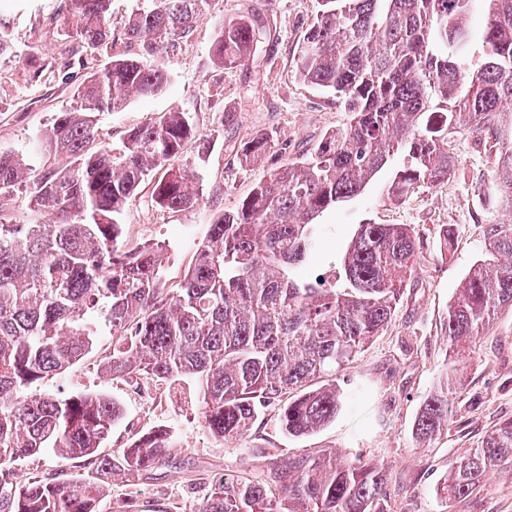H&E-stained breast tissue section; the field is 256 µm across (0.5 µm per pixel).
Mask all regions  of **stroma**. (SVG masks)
<instances>
[{"label": "stroma", "instance_id": "35a3bbf8", "mask_svg": "<svg viewBox=\"0 0 512 512\" xmlns=\"http://www.w3.org/2000/svg\"><path fill=\"white\" fill-rule=\"evenodd\" d=\"M59 4L0 0V12L15 18L14 56L0 61V148L29 157L37 167L51 160L37 152L36 138L56 112L70 106V88L80 78L68 66ZM314 6L315 0H216L212 14L164 59L136 49L143 64L164 62L169 82L162 93L132 99L119 112L96 114L99 146L116 144L126 131L175 110L188 113L200 133L218 135L204 161H197L194 145L185 149V159L203 179V196L194 208L174 214L160 209L151 199L154 183L149 180L127 214L132 243L163 245L167 287H178L193 266L216 212L234 210L266 171L300 157L326 131L347 123L342 108L295 75L297 50ZM239 16L261 22L257 49L243 65L218 66L210 53L214 24ZM32 56L54 58L57 75L30 81L26 61ZM259 133L274 136L263 167L239 165L237 152ZM448 151L454 161L448 181L421 187L393 204L382 193L394 173L389 166L361 195L319 219V273L328 271L359 224H408L417 241L416 266L392 320L348 368L332 375L342 406L319 432L305 438L284 435L280 407L273 404L262 409L244 438L216 443L201 426L191 384L167 394L110 380L101 359L111 350L112 338L109 327L100 326L94 351L48 382V390L97 391L120 403L123 418L105 452L119 453L135 432L157 426L169 429L180 446L152 472L113 482L100 512H124L130 503L138 512H150L157 503L171 512H197L224 475L265 478L290 460L330 453H358L385 470L387 512H512L508 467L490 473L466 499L448 501L437 493L458 455L512 420V306L503 308L456 358L448 356L446 334L448 306L465 274L484 255L491 226L512 222V211L501 204L496 156L483 137L451 133ZM445 236L450 245L444 250L440 240ZM451 370L462 384L458 412L447 433L420 446L413 437L416 415Z\"/></svg>", "mask_w": 512, "mask_h": 512}]
</instances>
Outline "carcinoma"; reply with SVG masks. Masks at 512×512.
I'll return each instance as SVG.
<instances>
[{
	"mask_svg": "<svg viewBox=\"0 0 512 512\" xmlns=\"http://www.w3.org/2000/svg\"><path fill=\"white\" fill-rule=\"evenodd\" d=\"M486 23L473 62V3ZM112 33V0H63L64 37L83 80L73 104L40 136L44 151L64 160L37 170L0 151V195L33 189L46 224H0V512H100L103 478L130 480L177 451L162 428L133 435L120 453L101 451L120 407L100 392L42 390L94 345L97 320L112 327L104 370L117 380L170 387L190 380L205 431L215 440L241 438L260 410L282 404L279 422L292 437L330 423L342 396L316 377L352 362L392 319L416 241L408 224H360L335 263V283L309 280L318 248V218L359 196L399 155L384 192L400 202L424 185L448 180L453 162L446 132L486 135L497 146L502 201L512 211V0H316L295 70L329 94L348 123L284 168L260 179L235 210L214 215L210 236L177 288H166L163 246L130 245L123 218L139 186L165 169L152 191L170 213L194 207L203 194L188 164L175 165L192 141L197 155L213 138L185 112H167L129 130L118 147L92 148L94 116L123 109L168 84L161 64L113 54L118 40L169 53L211 13L214 0H148ZM258 29L243 18L217 22L214 60L235 67L250 60ZM14 23L0 16V58L12 55ZM270 136L244 143L240 161L262 162ZM489 252L506 262L476 261L448 307L453 356L512 305V224L490 230ZM461 391L450 378L425 399L413 435L425 443L454 421ZM50 448L82 459L84 478L65 471L16 481V465ZM512 466V421L459 457L439 494L467 498L497 467ZM382 467L354 457L291 461L268 483L224 477L199 512H386Z\"/></svg>",
	"mask_w": 512,
	"mask_h": 512,
	"instance_id": "obj_1",
	"label": "carcinoma"
}]
</instances>
